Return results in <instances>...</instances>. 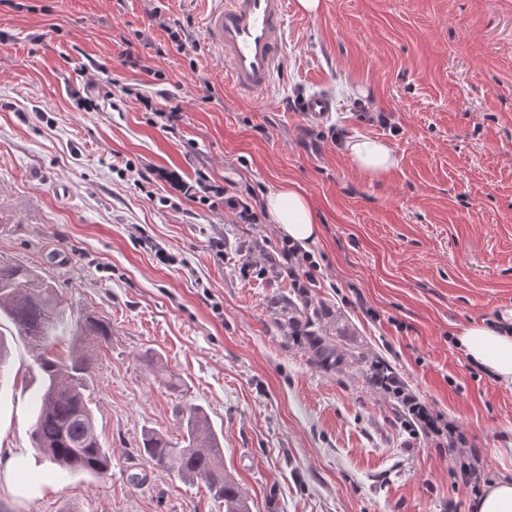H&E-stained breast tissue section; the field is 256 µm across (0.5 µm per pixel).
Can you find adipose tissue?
<instances>
[{
    "mask_svg": "<svg viewBox=\"0 0 512 512\" xmlns=\"http://www.w3.org/2000/svg\"><path fill=\"white\" fill-rule=\"evenodd\" d=\"M353 167L369 177L387 173L396 163L392 146L381 139L360 137L348 145ZM265 210L271 223L298 247L306 249L319 238V223L309 196L288 183L269 193ZM458 341L472 361L503 382L512 383V314L499 323H473L460 328Z\"/></svg>",
    "mask_w": 512,
    "mask_h": 512,
    "instance_id": "adipose-tissue-1",
    "label": "adipose tissue"
}]
</instances>
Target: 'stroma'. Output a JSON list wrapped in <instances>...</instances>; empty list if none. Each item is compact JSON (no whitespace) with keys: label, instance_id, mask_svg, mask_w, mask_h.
Wrapping results in <instances>:
<instances>
[{"label":"stroma","instance_id":"stroma-1","mask_svg":"<svg viewBox=\"0 0 512 512\" xmlns=\"http://www.w3.org/2000/svg\"><path fill=\"white\" fill-rule=\"evenodd\" d=\"M22 2L0 0V259L109 325L88 392L112 468L58 477L38 462L37 370L10 339L0 448L17 461L0 466V512H224L141 451L149 430L179 442L191 405L251 512H475L476 487L512 479V383L456 344L461 326L512 309V0H322L314 15L288 0L283 67L251 99L204 41L210 0ZM93 81L107 94L77 109ZM316 93L336 102L320 127L300 110ZM145 97L182 107L176 131ZM361 136L389 140L396 166L359 173L345 144ZM128 164L164 175L142 189ZM199 171L257 223L196 199L167 207L171 178ZM288 181L321 226L311 297L389 360L440 431L411 436L359 373L316 371L289 344L292 280L259 273L284 240L265 197ZM147 350L180 390L145 370Z\"/></svg>","mask_w":512,"mask_h":512}]
</instances>
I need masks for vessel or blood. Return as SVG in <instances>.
<instances>
[{
    "mask_svg": "<svg viewBox=\"0 0 512 512\" xmlns=\"http://www.w3.org/2000/svg\"><path fill=\"white\" fill-rule=\"evenodd\" d=\"M287 0H217L206 15L203 36L224 62L230 88L255 97L265 94L282 68ZM308 120L323 125L336 109L326 94L304 99Z\"/></svg>",
    "mask_w": 512,
    "mask_h": 512,
    "instance_id": "obj_1",
    "label": "vessel or blood"
}]
</instances>
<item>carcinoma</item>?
Masks as SVG:
<instances>
[{"label": "carcinoma", "instance_id": "cac0c4a2", "mask_svg": "<svg viewBox=\"0 0 512 512\" xmlns=\"http://www.w3.org/2000/svg\"><path fill=\"white\" fill-rule=\"evenodd\" d=\"M288 340L305 348L308 363L328 373L355 368L373 387L392 399L394 415L412 435L418 424L427 422L426 407L405 393V384L383 357L354 341L345 330L336 329V340L327 336V314L314 301L308 289L295 288L285 299ZM13 327L12 335L24 340L39 375L34 423L33 448L53 469L104 478L112 468V454L99 440L89 398L86 395L93 376V362L87 341L107 342L109 326L93 316L73 317L54 286L36 271L21 263L0 260V321ZM71 336L69 360L57 356L54 341ZM148 370L161 375L163 383L178 390L181 378L163 372L156 355L140 356ZM181 443H172L154 431L144 433L142 451L153 466L177 473L189 483L201 482L224 512H250L247 498L238 483L224 470V448L209 417L198 406L181 412Z\"/></svg>", "mask_w": 512, "mask_h": 512}]
</instances>
